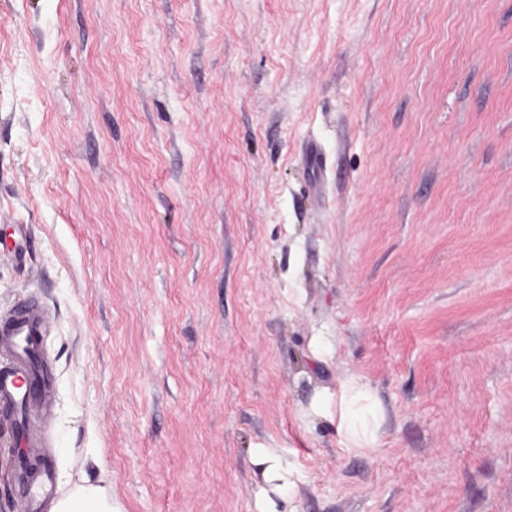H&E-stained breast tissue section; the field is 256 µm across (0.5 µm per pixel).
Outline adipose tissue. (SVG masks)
Here are the masks:
<instances>
[{"label": "adipose tissue", "mask_w": 512, "mask_h": 512, "mask_svg": "<svg viewBox=\"0 0 512 512\" xmlns=\"http://www.w3.org/2000/svg\"><path fill=\"white\" fill-rule=\"evenodd\" d=\"M369 385L357 378L341 384L335 400H323L322 411H335L336 430L347 448H375L379 445L377 428L369 427L362 418L363 408L371 406ZM250 461L257 468L261 482L256 493L259 512H283L287 494L295 484L298 471L272 448H254ZM50 512H120L106 488L83 482L51 504Z\"/></svg>", "instance_id": "1"}]
</instances>
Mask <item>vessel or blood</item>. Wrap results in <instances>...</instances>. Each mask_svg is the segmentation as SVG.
<instances>
[{"instance_id":"obj_1","label":"vessel or blood","mask_w":512,"mask_h":512,"mask_svg":"<svg viewBox=\"0 0 512 512\" xmlns=\"http://www.w3.org/2000/svg\"><path fill=\"white\" fill-rule=\"evenodd\" d=\"M48 325L45 307L35 301L23 302L0 317V415L12 416L18 403L33 404L23 436L27 448L43 446L54 410V389L46 379L40 351ZM53 490L46 474L24 478V507L33 512L40 496Z\"/></svg>"}]
</instances>
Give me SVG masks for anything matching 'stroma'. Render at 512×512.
Here are the masks:
<instances>
[{
    "label": "stroma",
    "mask_w": 512,
    "mask_h": 512,
    "mask_svg": "<svg viewBox=\"0 0 512 512\" xmlns=\"http://www.w3.org/2000/svg\"><path fill=\"white\" fill-rule=\"evenodd\" d=\"M29 299L58 494L257 512L274 448L297 512H512V0H0ZM353 377L373 450L314 409Z\"/></svg>",
    "instance_id": "1"
}]
</instances>
